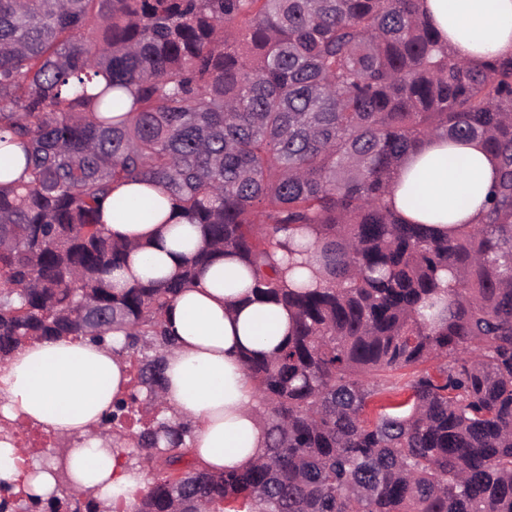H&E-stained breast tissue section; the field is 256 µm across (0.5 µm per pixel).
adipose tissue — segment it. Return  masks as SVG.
Wrapping results in <instances>:
<instances>
[{"instance_id":"obj_1","label":"adipose tissue","mask_w":512,"mask_h":512,"mask_svg":"<svg viewBox=\"0 0 512 512\" xmlns=\"http://www.w3.org/2000/svg\"><path fill=\"white\" fill-rule=\"evenodd\" d=\"M424 10L453 54L477 61L512 54V0H424ZM496 181L478 140L435 135L410 153L385 198L412 224L442 230L474 223ZM113 237L132 243L114 287L172 276L181 256L201 244L194 225L175 219L173 203L152 187L125 185L100 211ZM253 279L234 256L200 269L194 288L171 304L165 323L175 346L166 356L161 400L190 426L186 442L216 470L240 468L264 450L265 428L241 356L275 352L294 322L288 309L252 301ZM117 337L28 341L0 366V480H14V423L23 420L68 441L63 466L32 461L25 490L46 499L73 489L103 506L131 505L148 490L145 470L113 448L104 418L128 391Z\"/></svg>"}]
</instances>
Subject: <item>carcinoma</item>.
I'll return each mask as SVG.
<instances>
[{
  "label": "carcinoma",
  "mask_w": 512,
  "mask_h": 512,
  "mask_svg": "<svg viewBox=\"0 0 512 512\" xmlns=\"http://www.w3.org/2000/svg\"><path fill=\"white\" fill-rule=\"evenodd\" d=\"M482 140L498 167L475 224H408L385 198L425 139ZM0 364L112 312L135 386L105 420L160 477L134 512H512V55L439 44L422 0H0ZM160 187L202 246L116 290L130 244L99 221ZM314 247L316 288L287 277ZM232 254L293 311L277 353L242 355L266 430L239 471L192 458L153 405L164 324ZM446 296L437 323L426 309ZM151 407L133 431L126 414ZM68 491L50 512L78 508ZM6 151V153L4 152ZM24 164L22 148L12 144L0 151V181H11L19 176Z\"/></svg>",
  "instance_id": "obj_1"
}]
</instances>
